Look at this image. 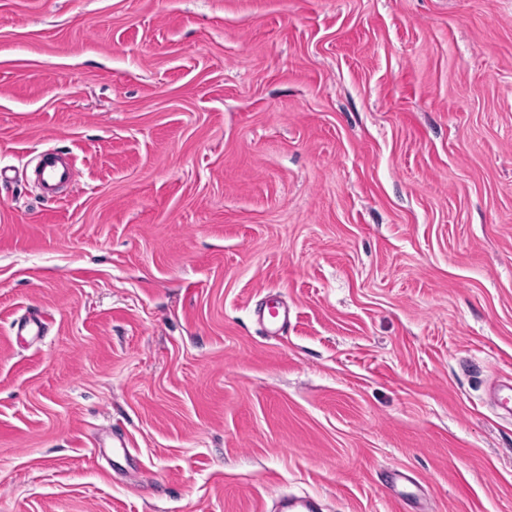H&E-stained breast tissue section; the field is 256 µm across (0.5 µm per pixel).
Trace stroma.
Wrapping results in <instances>:
<instances>
[{
  "mask_svg": "<svg viewBox=\"0 0 512 512\" xmlns=\"http://www.w3.org/2000/svg\"><path fill=\"white\" fill-rule=\"evenodd\" d=\"M1 168L0 512H512V0H0ZM36 177L43 195L56 199L59 186L71 182L73 172L64 155L49 149L39 155Z\"/></svg>",
  "mask_w": 512,
  "mask_h": 512,
  "instance_id": "1",
  "label": "stroma"
}]
</instances>
